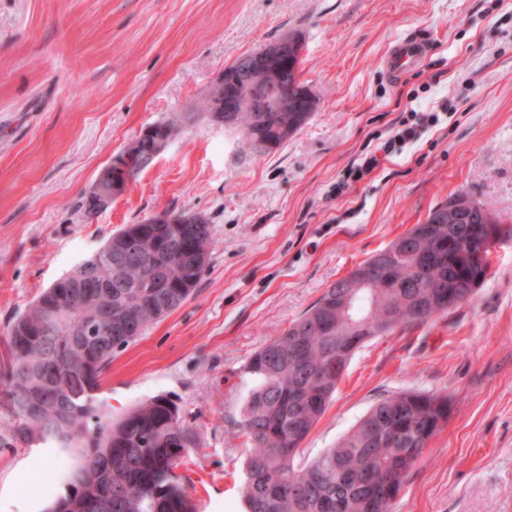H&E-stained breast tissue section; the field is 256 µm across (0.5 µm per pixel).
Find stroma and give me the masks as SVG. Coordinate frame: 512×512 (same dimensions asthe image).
<instances>
[{"instance_id": "1", "label": "stroma", "mask_w": 512, "mask_h": 512, "mask_svg": "<svg viewBox=\"0 0 512 512\" xmlns=\"http://www.w3.org/2000/svg\"><path fill=\"white\" fill-rule=\"evenodd\" d=\"M293 30L319 102L302 130L257 153L224 126L185 125L85 221L78 201L114 155ZM412 34L428 54L391 77L385 53ZM445 102L417 143L337 192L410 110ZM459 192L491 204L503 232L474 301L365 343L301 445L304 463L382 399L447 395L448 423L393 512H512V0H0V337L125 225L209 217L202 280L113 358L97 392L116 418L161 394L179 407L198 434L187 472L197 512L244 510L235 431L251 355ZM11 423L0 402V512H44L77 456L23 443Z\"/></svg>"}]
</instances>
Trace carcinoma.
<instances>
[{"mask_svg":"<svg viewBox=\"0 0 512 512\" xmlns=\"http://www.w3.org/2000/svg\"><path fill=\"white\" fill-rule=\"evenodd\" d=\"M224 66L223 95L245 101L251 87L239 75L244 58ZM284 89L277 112L224 113L205 95L201 110L251 149L280 146L304 127L310 112L295 111L298 69L286 61L268 68ZM163 148L139 134L102 169L103 181L120 167L131 180ZM86 222L101 213L94 195L81 201ZM437 209L383 250L326 288L280 336L255 352L247 372L257 379L242 409L236 437L245 439L244 512H392L393 504L430 441L448 423L446 395L406 391L383 399L337 444L295 468L300 446L367 340L401 327L424 325L473 300L489 272V249L479 230H501L483 204L468 224H434ZM214 227L202 224H129L46 289L18 317L5 338L9 361L0 385L24 441L78 449L65 475L66 491L46 512H195L187 478L178 473L196 432L171 400L158 396L121 417L95 392L112 358L190 297L206 271ZM137 238L125 251V237ZM86 342L84 351L75 341ZM46 394L41 413L25 402Z\"/></svg>","mask_w":512,"mask_h":512,"instance_id":"cac0c4a2","label":"carcinoma"}]
</instances>
